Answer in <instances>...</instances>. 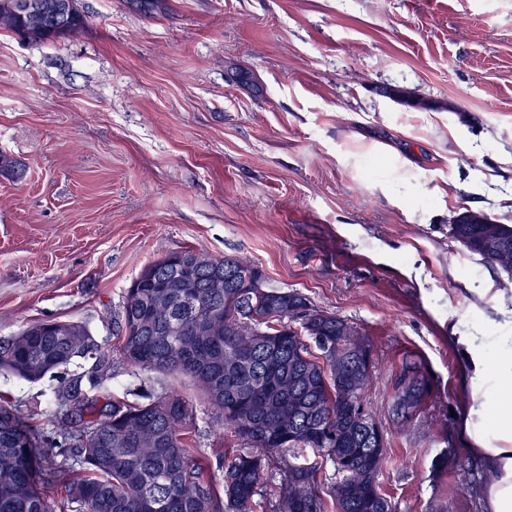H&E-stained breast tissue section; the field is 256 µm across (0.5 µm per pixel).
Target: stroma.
<instances>
[{
  "label": "stroma",
  "mask_w": 512,
  "mask_h": 512,
  "mask_svg": "<svg viewBox=\"0 0 512 512\" xmlns=\"http://www.w3.org/2000/svg\"><path fill=\"white\" fill-rule=\"evenodd\" d=\"M82 3L85 30L54 42L0 27V152L28 166L22 183L0 176V338L85 323L114 359L97 388L92 359L72 360L82 396L180 393L221 476L217 413L123 364L117 324L158 258L241 256L372 342L363 403L395 512H484L490 475L459 438L449 336L479 337L492 362L512 352V282L448 219L512 224V0H168L156 18ZM392 86L457 109L404 107ZM408 364L428 391L403 423L391 403ZM57 386L0 372V396L49 432Z\"/></svg>",
  "instance_id": "35a3bbf8"
}]
</instances>
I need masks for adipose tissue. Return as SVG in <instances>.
I'll return each instance as SVG.
<instances>
[{
    "label": "adipose tissue",
    "mask_w": 512,
    "mask_h": 512,
    "mask_svg": "<svg viewBox=\"0 0 512 512\" xmlns=\"http://www.w3.org/2000/svg\"><path fill=\"white\" fill-rule=\"evenodd\" d=\"M469 366L463 385L470 404L461 434L471 454L492 474L483 490L485 512H512V355L490 362L476 337L455 339Z\"/></svg>",
    "instance_id": "adipose-tissue-1"
}]
</instances>
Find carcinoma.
<instances>
[{"mask_svg":"<svg viewBox=\"0 0 512 512\" xmlns=\"http://www.w3.org/2000/svg\"><path fill=\"white\" fill-rule=\"evenodd\" d=\"M0 0V27L41 45L81 33V0ZM66 22H55L58 12ZM26 167L0 153V176L21 182ZM449 237L512 280L511 224H451ZM120 357L164 379L186 380L221 417L238 448L224 453L223 495L194 448L193 409L180 394L146 403L112 399L103 407L80 396L62 369L75 357L112 369V356L82 322L50 321L0 339V371L26 381H59L66 409L61 440L0 405V512H55L47 493L65 487L76 512H393L378 477L387 448L372 453L357 430L350 400L367 388L373 347L349 353L360 332L333 313L315 310L299 292L273 286L264 272L234 255L193 249L146 265L126 291L119 323ZM428 387L416 372L403 376L393 410L411 421ZM333 465L326 488L306 449ZM84 475L68 482L71 466ZM279 482L265 510L263 491ZM305 499L310 507L293 506Z\"/></svg>","mask_w":512,"mask_h":512,"instance_id":"1","label":"carcinoma"}]
</instances>
